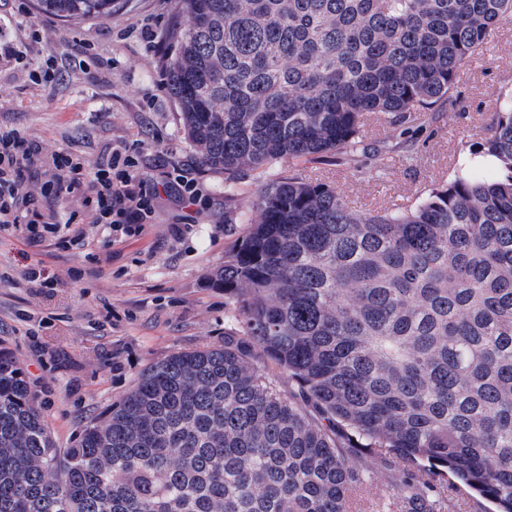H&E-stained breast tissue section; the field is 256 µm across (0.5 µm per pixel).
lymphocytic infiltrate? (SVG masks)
Masks as SVG:
<instances>
[{
  "label": "lymphocytic infiltrate",
  "mask_w": 512,
  "mask_h": 512,
  "mask_svg": "<svg viewBox=\"0 0 512 512\" xmlns=\"http://www.w3.org/2000/svg\"><path fill=\"white\" fill-rule=\"evenodd\" d=\"M39 181L31 189V181ZM171 192L179 201L197 204L203 197L192 170L180 168L174 181L162 187L146 185L140 175L139 153L132 147L113 150L106 166L90 171L80 157L67 151L45 154L36 138L14 129H0V231L29 230L36 225L56 230L61 217L57 205L62 196L83 200L85 217L92 224H145L155 213L160 192Z\"/></svg>",
  "instance_id": "1"
}]
</instances>
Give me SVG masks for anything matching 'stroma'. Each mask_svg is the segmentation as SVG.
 <instances>
[{"instance_id":"1","label":"stroma","mask_w":512,"mask_h":512,"mask_svg":"<svg viewBox=\"0 0 512 512\" xmlns=\"http://www.w3.org/2000/svg\"><path fill=\"white\" fill-rule=\"evenodd\" d=\"M174 10V0H128L110 17L65 25L37 12L33 0H0V38L20 53L19 61L0 65V127L77 153L89 170L105 165L113 149L138 143L145 183L190 166L205 190L197 223L179 239L170 233L182 221L172 196L139 233L87 224L82 237L63 228L35 247L21 232L0 233V349L31 380L59 448L111 408L149 364L223 344L228 311L210 277L255 220L261 184L299 174L336 188L358 211L413 204L476 150L497 102L512 92L511 24L495 31L484 56L461 75L452 101L412 130L409 148L399 131L370 116L357 164L282 160L251 172L238 186L236 221L228 224L225 175L201 166L165 89L162 49ZM51 60L57 70L47 82ZM377 152L386 157L380 171L370 164ZM37 265L52 278L40 292L25 280Z\"/></svg>"}]
</instances>
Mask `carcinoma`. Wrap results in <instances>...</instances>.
<instances>
[{
  "mask_svg": "<svg viewBox=\"0 0 512 512\" xmlns=\"http://www.w3.org/2000/svg\"><path fill=\"white\" fill-rule=\"evenodd\" d=\"M165 86L201 163L357 157L368 115L447 102L512 0H174ZM124 0H36L63 22ZM474 155L408 206L356 211L301 177L212 280L234 324L178 351L63 450L0 352V512H512V95ZM272 364L291 382L280 389Z\"/></svg>",
  "mask_w": 512,
  "mask_h": 512,
  "instance_id": "carcinoma-1",
  "label": "carcinoma"
}]
</instances>
